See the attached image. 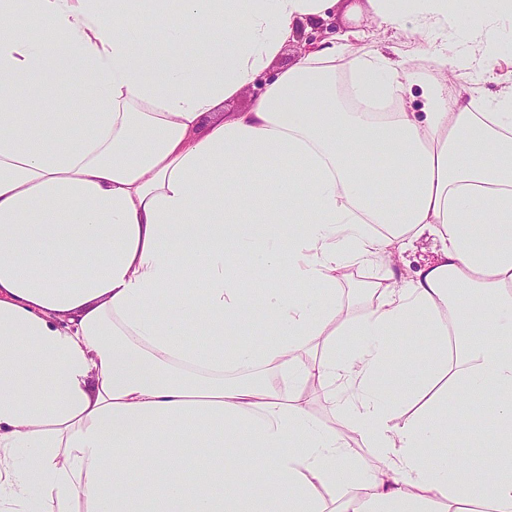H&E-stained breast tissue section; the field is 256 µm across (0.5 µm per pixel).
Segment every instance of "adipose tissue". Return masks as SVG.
<instances>
[{
  "label": "adipose tissue",
  "mask_w": 512,
  "mask_h": 512,
  "mask_svg": "<svg viewBox=\"0 0 512 512\" xmlns=\"http://www.w3.org/2000/svg\"><path fill=\"white\" fill-rule=\"evenodd\" d=\"M368 2L426 32L424 70L324 42L225 115L337 0H0V512H324L326 492L343 512H512V89H479L512 51V0ZM51 89L79 111H42ZM370 157L385 168L359 176ZM426 234L437 258L398 275ZM366 267L356 316L342 291ZM410 335L431 360L406 385L487 397L503 467L430 456L453 428L438 398L398 418L382 383Z\"/></svg>",
  "instance_id": "adipose-tissue-1"
}]
</instances>
